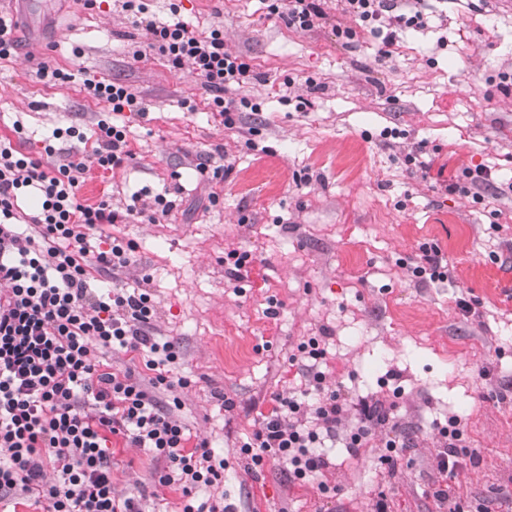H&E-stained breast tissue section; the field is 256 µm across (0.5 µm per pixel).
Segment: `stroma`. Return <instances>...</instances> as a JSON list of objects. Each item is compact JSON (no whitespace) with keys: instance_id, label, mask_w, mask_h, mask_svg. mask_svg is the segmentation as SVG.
<instances>
[{"instance_id":"35a3bbf8","label":"stroma","mask_w":512,"mask_h":512,"mask_svg":"<svg viewBox=\"0 0 512 512\" xmlns=\"http://www.w3.org/2000/svg\"><path fill=\"white\" fill-rule=\"evenodd\" d=\"M144 2L159 21L223 29L225 49L259 75L231 95L257 111L225 127L196 74L148 48L122 0H0L19 40L0 60V138L21 123V152L49 166L48 142L74 144L55 130L89 136L107 117L126 128L131 159L92 166L78 197L117 213L92 234L133 242V262L94 271L91 285L148 287L153 334L175 345L173 376L186 380L159 399H180L191 444L223 457L227 501L237 512H371L382 493L392 512H449L431 494L446 485L471 512H512V84L500 79L512 74V0H427L428 28L399 32L388 51L337 0L310 32L288 29L268 0ZM339 26L356 28L351 44ZM41 61L69 81L40 82ZM90 76L127 87L145 113L109 116L83 87ZM416 151L428 172L409 162ZM206 160L229 166L224 181L197 173ZM479 165L494 190L448 192ZM174 184L167 214L132 203ZM429 246L450 277L421 284L411 270ZM233 249L252 256L236 281L224 264ZM462 299L477 316L463 315ZM314 336L325 339L326 385L393 405L396 429L355 455L332 449L319 482L304 483L274 461L250 467L240 446L274 395L304 388L295 354ZM451 414L466 453L448 477L436 455ZM394 432L411 446L388 468L380 458ZM112 450L118 495L139 491L147 512H178L181 493L154 480L149 452L119 438Z\"/></svg>"}]
</instances>
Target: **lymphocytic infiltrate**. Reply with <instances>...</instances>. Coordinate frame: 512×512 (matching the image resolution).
<instances>
[{
  "instance_id": "lymphocytic-infiltrate-1",
  "label": "lymphocytic infiltrate",
  "mask_w": 512,
  "mask_h": 512,
  "mask_svg": "<svg viewBox=\"0 0 512 512\" xmlns=\"http://www.w3.org/2000/svg\"><path fill=\"white\" fill-rule=\"evenodd\" d=\"M397 2L342 0L344 12L387 46L402 29L427 22L422 9L401 12ZM269 12L301 32L326 16L321 0L273 2ZM144 29L150 48L172 68L188 66L200 77L225 126L251 108L247 98L224 96L253 70L225 50L223 30L199 34L179 20L148 18ZM93 154L100 167L122 166L131 156L125 128L100 120ZM86 172L76 150L46 168L0 139V501L35 495L45 499L47 512H143L140 496L120 500L112 491L110 442L117 436L159 461L158 481L180 490L181 512H236L218 493L223 458L206 444L191 445L187 426L154 395L171 390L169 369L178 353L149 334L156 312L150 293L116 287L99 294L90 286L91 269L126 267L133 246L113 239L104 249L88 240V230L115 223L117 215L107 202L78 201ZM31 189L40 207L22 224L18 199ZM109 346L142 356L154 373L150 382L106 367ZM274 401L240 451L255 467L283 464L296 480L321 475L330 465L329 448L340 444L357 453L390 422L389 408L363 400L356 424L343 429L346 399L337 391L313 403L301 395ZM199 491L207 492L205 501L196 500Z\"/></svg>"
}]
</instances>
